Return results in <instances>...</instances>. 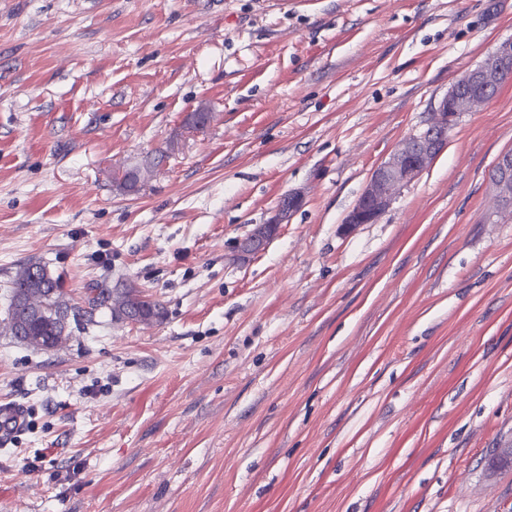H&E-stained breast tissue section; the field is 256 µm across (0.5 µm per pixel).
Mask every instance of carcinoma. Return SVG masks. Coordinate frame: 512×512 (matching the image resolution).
I'll list each match as a JSON object with an SVG mask.
<instances>
[{"label":"carcinoma","instance_id":"cac0c4a2","mask_svg":"<svg viewBox=\"0 0 512 512\" xmlns=\"http://www.w3.org/2000/svg\"><path fill=\"white\" fill-rule=\"evenodd\" d=\"M7 288L9 294L22 293L26 298V303L20 307L7 308L9 334L13 337L21 334L43 337L36 346L38 350L64 347L67 339L61 337L62 327L47 312L50 306H69L59 276L45 263L28 260L16 266ZM142 296L143 292L132 282L119 293L103 283H96L88 288L85 306L73 308L72 322L78 328L90 324L98 311H107L114 319L121 310L128 308L139 313L140 324L162 321L165 317L162 302L153 299L147 303L142 301Z\"/></svg>","mask_w":512,"mask_h":512}]
</instances>
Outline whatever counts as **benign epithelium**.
I'll return each instance as SVG.
<instances>
[{
    "label": "benign epithelium",
    "mask_w": 512,
    "mask_h": 512,
    "mask_svg": "<svg viewBox=\"0 0 512 512\" xmlns=\"http://www.w3.org/2000/svg\"><path fill=\"white\" fill-rule=\"evenodd\" d=\"M512 70V39L496 46L491 55L477 67L459 76L431 113L425 129L404 140L371 174L359 200L344 220L343 229L350 232L362 224L374 223L388 208L395 193L417 179L434 161L447 143L448 132L457 117L471 112L488 101L489 93L500 83L502 74ZM496 206L512 209V152L502 154L496 162L492 179ZM300 204L294 194L280 198L269 224L280 227ZM269 238L256 228L239 242V258L245 259L263 250Z\"/></svg>",
    "instance_id": "1"
}]
</instances>
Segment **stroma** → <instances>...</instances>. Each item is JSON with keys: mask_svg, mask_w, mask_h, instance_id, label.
I'll return each instance as SVG.
<instances>
[{"mask_svg": "<svg viewBox=\"0 0 512 512\" xmlns=\"http://www.w3.org/2000/svg\"><path fill=\"white\" fill-rule=\"evenodd\" d=\"M509 38L512 0H0V319L28 260L73 305L131 281L166 310L96 313L57 351L0 335V404L28 414L0 512H512V478L479 488L512 448V211L490 181L512 80L342 230ZM511 70L512 39H508L497 45L482 64L459 76L439 102L436 112H431L427 127L404 140L373 171L362 195L344 220V231L374 223L386 211L395 193L417 179L443 150L457 117L484 105L489 93L500 83L502 74ZM511 77V72L505 74L501 86ZM300 202V198L294 194L283 195L280 198L275 214L269 222L267 224H260L248 237L239 242L237 247V251L240 253L239 259L244 260L250 255L263 250L272 237L267 238L261 228L266 225H273L278 229L280 224H283L288 218V215L299 206ZM510 465H512V448H498L488 460L487 469L491 476L487 479L483 489L495 486L494 473L497 477L500 473L506 471Z\"/></svg>", "mask_w": 512, "mask_h": 512, "instance_id": "obj_1", "label": "stroma"}]
</instances>
